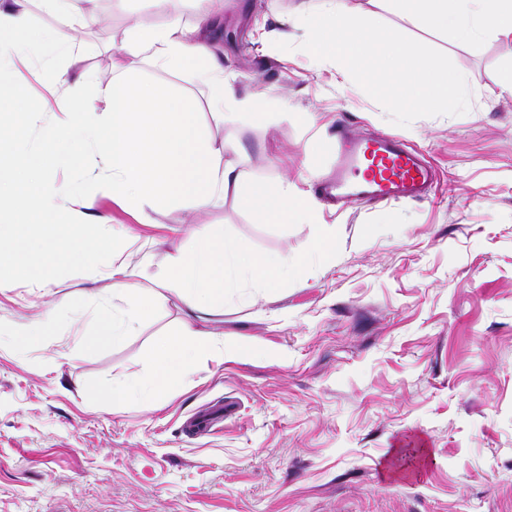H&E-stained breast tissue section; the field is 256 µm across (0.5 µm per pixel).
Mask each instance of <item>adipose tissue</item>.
<instances>
[{"instance_id":"obj_1","label":"adipose tissue","mask_w":512,"mask_h":512,"mask_svg":"<svg viewBox=\"0 0 512 512\" xmlns=\"http://www.w3.org/2000/svg\"><path fill=\"white\" fill-rule=\"evenodd\" d=\"M21 2L0 0V55L40 57L61 115L47 127L42 150L0 157V288L17 277L55 286L56 270L63 263L76 266L82 278L107 281L90 313L93 330L81 341L86 350L121 345L137 324L177 297L191 322L155 347L145 377L114 383L99 395L110 408L136 397L158 399L161 393L188 384L200 361L216 350L213 333L195 328L194 319L223 307L227 290L251 279L272 287L298 273L302 264L286 254L244 258L231 240L215 239L202 225L196 230L194 252L177 248L157 269L133 267L124 258L132 245L124 233L105 225L99 233H82L98 202L108 199L130 208L145 224L152 223L160 208L194 211L222 202L231 193L272 223L321 224L318 205L309 192L285 180L244 184L236 166L221 164L224 147L201 127L191 101L168 85L135 81L123 52L113 56L110 82L99 83L94 73L84 72V81L97 87L92 99L69 101V75L55 69L53 62L71 53L74 33L95 23V0H41L47 11L66 18L64 32L32 29ZM211 2V9L190 31L174 20L137 25L134 46L149 65L189 74L206 88L211 111L232 121L258 106L238 97L222 59L204 39L217 26L224 7V0ZM376 2L429 31L452 33L463 50L477 47L490 35L512 38V0ZM87 151L104 164L102 175L90 187L65 189L46 177L49 164H77ZM32 215L45 229L35 236L22 235L20 229ZM321 226L316 252L335 250L334 225ZM104 252L112 255L106 267L97 262Z\"/></svg>"}]
</instances>
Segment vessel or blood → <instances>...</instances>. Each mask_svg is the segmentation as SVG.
Masks as SVG:
<instances>
[{
  "mask_svg": "<svg viewBox=\"0 0 512 512\" xmlns=\"http://www.w3.org/2000/svg\"><path fill=\"white\" fill-rule=\"evenodd\" d=\"M432 181L430 168L397 137H337L336 162L319 180V194L339 201L376 202L421 197Z\"/></svg>",
  "mask_w": 512,
  "mask_h": 512,
  "instance_id": "b4317fda",
  "label": "vessel or blood"
}]
</instances>
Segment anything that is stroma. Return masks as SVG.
Here are the masks:
<instances>
[{"label": "stroma", "instance_id": "obj_1", "mask_svg": "<svg viewBox=\"0 0 512 512\" xmlns=\"http://www.w3.org/2000/svg\"><path fill=\"white\" fill-rule=\"evenodd\" d=\"M302 0H224L212 32L240 95L273 98L275 115L227 123L191 77L133 59L147 83L192 97L224 161L246 181L281 179L311 190L334 161L339 121L356 135L393 134L435 173L428 198L323 205L336 249L272 288L241 284L209 329L217 352L190 384L159 400L103 408L99 391L144 376L151 351L187 320L170 299L118 347L84 351L86 299L100 285L63 268L60 287L16 279L0 289V332L55 302L54 335L25 355L0 342V512H512V98L499 81L512 39L470 51L371 0L353 12L446 53L465 76L470 108L458 116L391 122L335 66L313 69L288 17ZM199 0H98V22L58 68L112 79V55L135 25L179 16L193 26ZM289 38L293 48L277 49ZM38 104L12 116L0 155L43 146ZM97 223L132 237L133 265L193 250L196 225L231 239L247 258L308 255L321 224H268L235 196L195 212L164 208L141 224L111 201ZM223 403L207 435L188 417Z\"/></svg>", "mask_w": 512, "mask_h": 512}]
</instances>
